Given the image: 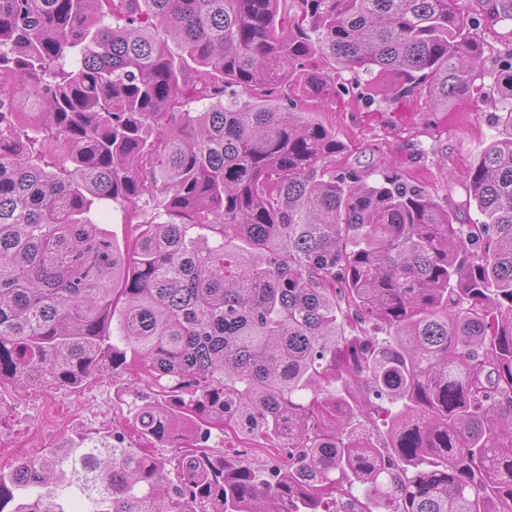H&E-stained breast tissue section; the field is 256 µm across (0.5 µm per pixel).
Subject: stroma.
Wrapping results in <instances>:
<instances>
[{"instance_id":"obj_1","label":"stroma","mask_w":512,"mask_h":512,"mask_svg":"<svg viewBox=\"0 0 512 512\" xmlns=\"http://www.w3.org/2000/svg\"><path fill=\"white\" fill-rule=\"evenodd\" d=\"M315 112L344 145L339 162L370 180L385 171L423 185L443 206L463 199L462 174L482 146L512 135V129L495 122L492 105L482 98L434 112L412 97L370 106L359 94L331 93ZM152 397L148 378L133 359L123 372L101 369L77 388L34 385L18 390L2 382L0 468L91 436H119L126 447H145L131 418Z\"/></svg>"}]
</instances>
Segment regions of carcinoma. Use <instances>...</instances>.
I'll return each instance as SVG.
<instances>
[{
	"label": "carcinoma",
	"mask_w": 512,
	"mask_h": 512,
	"mask_svg": "<svg viewBox=\"0 0 512 512\" xmlns=\"http://www.w3.org/2000/svg\"><path fill=\"white\" fill-rule=\"evenodd\" d=\"M466 5L0 0V380L76 387L130 353L157 388L133 424L193 441L21 459L0 512H512V136L479 151L460 206L483 220L459 224L419 184L336 170L308 112L319 57L444 112L486 96ZM498 84L512 128V51ZM212 425L278 462L227 458ZM102 229L123 248L135 235V224H124L123 215L119 208L112 206L101 216Z\"/></svg>",
	"instance_id": "cac0c4a2"
}]
</instances>
